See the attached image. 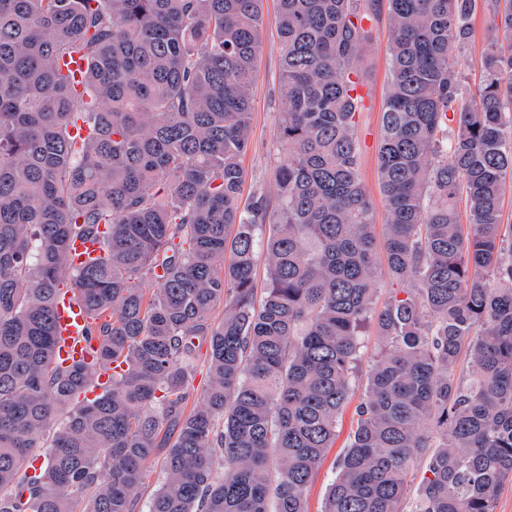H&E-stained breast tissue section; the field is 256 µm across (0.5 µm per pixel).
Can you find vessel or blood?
<instances>
[{
	"label": "vessel or blood",
	"instance_id": "b4317fda",
	"mask_svg": "<svg viewBox=\"0 0 512 512\" xmlns=\"http://www.w3.org/2000/svg\"><path fill=\"white\" fill-rule=\"evenodd\" d=\"M101 243L95 238H76L70 246L74 263H82L98 256ZM55 328L57 344L55 360L64 367L91 362L98 348L96 340L88 334L90 319L84 306L72 292H61L55 302Z\"/></svg>",
	"mask_w": 512,
	"mask_h": 512
}]
</instances>
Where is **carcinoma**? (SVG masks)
I'll use <instances>...</instances> for the list:
<instances>
[{
	"label": "carcinoma",
	"mask_w": 512,
	"mask_h": 512,
	"mask_svg": "<svg viewBox=\"0 0 512 512\" xmlns=\"http://www.w3.org/2000/svg\"><path fill=\"white\" fill-rule=\"evenodd\" d=\"M381 7L279 0L277 203L259 186L243 206L262 0H0V512H140L162 451L147 512H307L372 318L381 352L322 512H403L422 461L413 512H496L512 481V0H388L383 250L408 288L377 313L352 91ZM480 10L467 99L454 52ZM101 225L102 253L74 266L70 241ZM63 284L98 360L121 366L92 400L94 368L53 362ZM197 339L209 379L188 411Z\"/></svg>",
	"instance_id": "obj_1"
}]
</instances>
